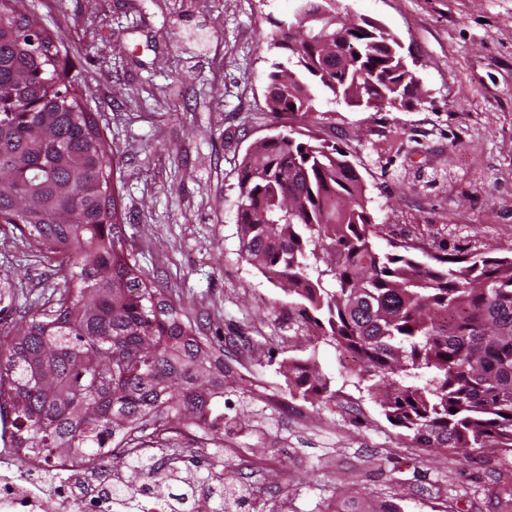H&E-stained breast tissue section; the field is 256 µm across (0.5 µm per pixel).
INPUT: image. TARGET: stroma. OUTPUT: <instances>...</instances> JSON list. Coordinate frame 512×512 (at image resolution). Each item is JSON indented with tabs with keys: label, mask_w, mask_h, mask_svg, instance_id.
Segmentation results:
<instances>
[{
	"label": "stroma",
	"mask_w": 512,
	"mask_h": 512,
	"mask_svg": "<svg viewBox=\"0 0 512 512\" xmlns=\"http://www.w3.org/2000/svg\"><path fill=\"white\" fill-rule=\"evenodd\" d=\"M72 96L96 120L135 259L200 336L224 339V476L240 512H329L350 498L405 512H494L512 455L412 443L351 359L314 337L291 297L240 252L238 164L284 124L359 172L380 247L512 256V0H339L415 62L420 100L361 112L269 111V42L293 0H23ZM62 282L0 223V326L21 329ZM314 358L330 395L291 397L283 359Z\"/></svg>",
	"instance_id": "stroma-1"
}]
</instances>
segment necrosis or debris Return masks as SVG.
Returning <instances> with one entry per match:
<instances>
[{
    "label": "necrosis or debris",
    "mask_w": 512,
    "mask_h": 512,
    "mask_svg": "<svg viewBox=\"0 0 512 512\" xmlns=\"http://www.w3.org/2000/svg\"><path fill=\"white\" fill-rule=\"evenodd\" d=\"M82 456L30 454L19 474L0 480V512H165V497L150 479L121 498L95 488Z\"/></svg>",
    "instance_id": "4bbe7bcc"
}]
</instances>
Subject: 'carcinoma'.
Masks as SVG:
<instances>
[{
	"label": "carcinoma",
	"mask_w": 512,
	"mask_h": 512,
	"mask_svg": "<svg viewBox=\"0 0 512 512\" xmlns=\"http://www.w3.org/2000/svg\"><path fill=\"white\" fill-rule=\"evenodd\" d=\"M277 23L274 47L289 64L266 80L270 111L306 117L327 101L381 111L419 99L420 81L396 39L378 23L341 19L336 0H297ZM336 37L345 62L318 37ZM29 62L0 42V87ZM52 111L54 139L31 137L30 124ZM13 134L0 140V172L28 157L45 182L24 215L0 192V223L19 230L64 288L22 331L0 327V426L11 447L80 454L119 473L126 468L164 486L175 502L213 500V512H237L248 489L214 482L212 469L183 476L187 449L174 421L191 419L201 445L224 452V342L202 339L173 307L158 310L116 222L113 197L79 196V186L108 180L111 160L79 103L54 111L32 87ZM237 223L245 259L297 298V315L358 362L386 420L426 448L464 456L474 449L512 454V258L481 253L417 260L411 246L385 251L367 209L359 173L334 145L294 130L248 151L238 164ZM71 186V207L56 209L54 190ZM290 393L318 399L326 378L292 358ZM112 439V458L101 457ZM342 512H404L373 499Z\"/></svg>",
	"instance_id": "1"
}]
</instances>
